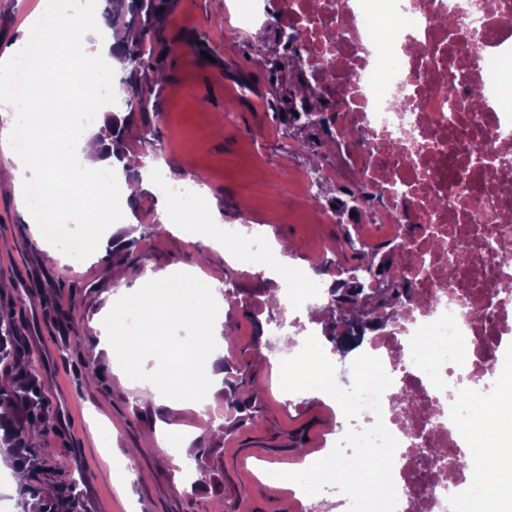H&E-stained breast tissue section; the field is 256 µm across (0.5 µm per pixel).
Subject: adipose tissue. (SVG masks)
<instances>
[{
  "label": "adipose tissue",
  "mask_w": 512,
  "mask_h": 512,
  "mask_svg": "<svg viewBox=\"0 0 512 512\" xmlns=\"http://www.w3.org/2000/svg\"><path fill=\"white\" fill-rule=\"evenodd\" d=\"M57 0H40L23 39L0 56V98L14 103L0 137L23 173L19 202L39 244L55 254L64 226L79 219L83 229L67 256L71 264L108 244V228L125 213L131 187L117 180V164L90 137L83 114H96L101 86L112 81V31L104 21V0H88L76 16L63 13ZM174 227L186 238L216 252L224 250V226L210 212L207 191L191 203L171 198Z\"/></svg>",
  "instance_id": "1"
}]
</instances>
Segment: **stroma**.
<instances>
[{"label": "stroma", "mask_w": 512, "mask_h": 512, "mask_svg": "<svg viewBox=\"0 0 512 512\" xmlns=\"http://www.w3.org/2000/svg\"><path fill=\"white\" fill-rule=\"evenodd\" d=\"M39 2L0 0V54L21 40ZM165 2L169 22L163 41L154 45L153 61L167 78L153 86L147 110L125 127L124 151L152 158L173 180L186 163H194L224 223H240L250 213L262 235L287 244L290 265L307 268L323 286L336 283L335 264L316 267L336 227L311 222L293 182L308 164L332 168L338 156H289L297 133L275 120L274 88L251 63L261 54L277 55V42L225 37L224 0ZM197 36L204 39L202 52L167 49ZM11 168L0 148V325L13 334L8 357L0 359V392L36 391L43 428L25 436L16 451L28 474L25 485L13 486L7 471H0V512H236L244 497L253 512H343L337 495L329 493L316 495L312 507L290 497L272 499V480L257 475L261 467L274 471L298 464L297 437L312 432L326 443L347 428L342 411L323 392H285L279 377L264 372L259 418L242 426L224 412V383L207 394L220 413L214 420L197 408L147 394L144 383H119L111 353L98 344L97 327L117 293L107 251L79 266L50 258L23 218ZM152 224L159 227L158 237L146 235ZM110 240L135 242L140 272L161 276L179 264L222 281L228 299L218 328L234 334L224 355L239 364L254 359L257 334L269 326L273 280L225 263L220 254L174 232L164 201L153 193L133 199ZM103 422L112 427L107 448L95 443ZM173 426L193 434L183 450L192 478L157 445L158 436ZM121 465L129 475L118 485L109 469Z\"/></svg>", "instance_id": "35a3bbf8"}]
</instances>
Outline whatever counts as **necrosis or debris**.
<instances>
[{"instance_id":"1","label":"necrosis or debris","mask_w":512,"mask_h":512,"mask_svg":"<svg viewBox=\"0 0 512 512\" xmlns=\"http://www.w3.org/2000/svg\"><path fill=\"white\" fill-rule=\"evenodd\" d=\"M278 4L281 27L301 34V86L330 91L340 114L339 162L305 170L303 198L320 223H340L339 209L318 200V182L356 178L346 239L398 251L379 284L415 296L369 341L392 385L381 415L364 411L354 426L380 419L398 439L397 512H466L489 493L475 411L502 412L512 397L496 373L512 364V0H478L472 19L462 0Z\"/></svg>"}]
</instances>
